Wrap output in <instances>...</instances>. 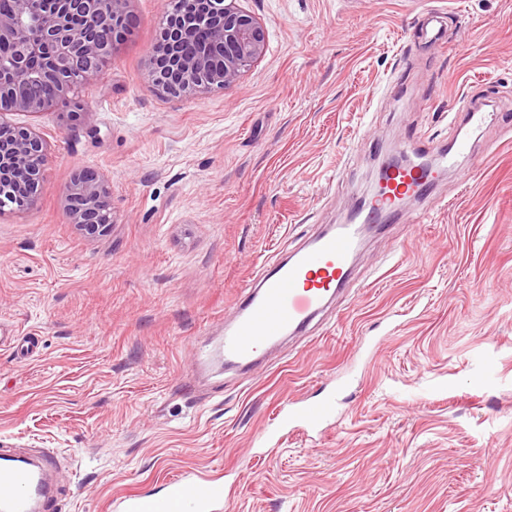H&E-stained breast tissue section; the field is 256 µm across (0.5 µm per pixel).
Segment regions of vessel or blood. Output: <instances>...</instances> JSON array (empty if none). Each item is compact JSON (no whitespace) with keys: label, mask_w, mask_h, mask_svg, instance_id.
<instances>
[{"label":"vessel or blood","mask_w":512,"mask_h":512,"mask_svg":"<svg viewBox=\"0 0 512 512\" xmlns=\"http://www.w3.org/2000/svg\"><path fill=\"white\" fill-rule=\"evenodd\" d=\"M447 10L429 7L422 12L421 32L432 44L444 43ZM454 158L441 154L430 169L391 171L380 195L372 196L366 221H389L399 214L403 196L426 198V205L409 215L413 224L425 223L436 208L428 193L441 171ZM362 242L357 224H336L294 248L289 259L262 266L241 299L234 317L224 325L215 348L225 366L251 365L258 354L283 337L304 333L346 283ZM337 416L335 395L315 404L291 403L281 414L279 427L299 423L318 429ZM231 494L221 481L184 474L166 484L160 496L128 495L113 502L114 512H221ZM58 501L42 469L33 467L10 449L0 448V512H52Z\"/></svg>","instance_id":"obj_1"}]
</instances>
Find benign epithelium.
<instances>
[{
	"label": "benign epithelium",
	"instance_id": "7a95c632",
	"mask_svg": "<svg viewBox=\"0 0 512 512\" xmlns=\"http://www.w3.org/2000/svg\"><path fill=\"white\" fill-rule=\"evenodd\" d=\"M130 0H11L0 10V112L37 115L67 105L70 94L95 80L110 63L116 42L101 37L110 22L129 23ZM184 0H175L165 15L153 48L149 76L152 83L173 97H198L214 88L235 84L268 49L263 25L242 9L237 0H208L205 10L188 16ZM210 32L224 64L209 57L187 54L182 43L190 28ZM42 81L54 86L45 99L30 85ZM0 213L23 210L38 196L47 163V142L33 128L0 119ZM72 218L88 237L105 235L112 226V191L92 169L76 173L66 195Z\"/></svg>",
	"mask_w": 512,
	"mask_h": 512
}]
</instances>
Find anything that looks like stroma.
Returning <instances> with one entry per match:
<instances>
[{
	"label": "stroma",
	"instance_id": "stroma-1",
	"mask_svg": "<svg viewBox=\"0 0 512 512\" xmlns=\"http://www.w3.org/2000/svg\"><path fill=\"white\" fill-rule=\"evenodd\" d=\"M268 50L234 85L172 98L148 77L170 0H130L132 37L76 113L40 131L35 205L0 215V448L59 459L62 512H110L187 472L236 479L227 512H512V0H241ZM452 13L449 43L414 32ZM467 37L454 48L453 37ZM497 124L453 123L461 97ZM468 140L428 223L362 242L348 295L250 372L213 358L256 269L342 223L381 150ZM93 169L114 224L90 238L66 194ZM335 385L320 436L258 441ZM423 17L421 32L431 44H442L446 42V28L443 25L444 19L448 16L446 9L429 7L421 12Z\"/></svg>",
	"mask_w": 512,
	"mask_h": 512
}]
</instances>
